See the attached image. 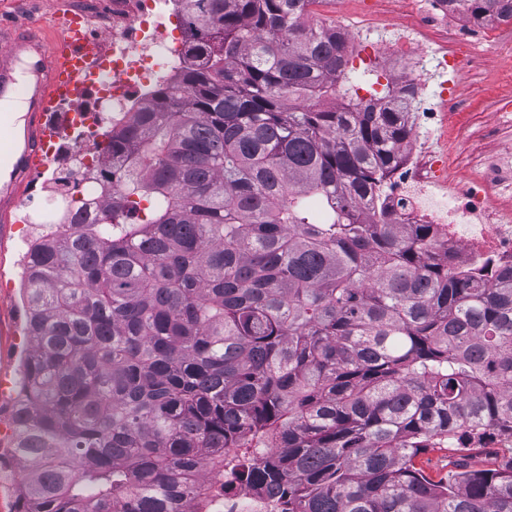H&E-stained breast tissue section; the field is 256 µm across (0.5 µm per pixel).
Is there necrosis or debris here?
<instances>
[{"mask_svg":"<svg viewBox=\"0 0 512 512\" xmlns=\"http://www.w3.org/2000/svg\"><path fill=\"white\" fill-rule=\"evenodd\" d=\"M411 10L397 20L391 38L377 39L380 56L399 86L414 93L412 136L404 158L385 180L381 199L399 224L432 225L437 243L465 260L491 257L512 265V149L488 153L466 180L449 185L448 153L430 140L444 132L446 113L456 102L454 77L460 63L447 45L428 51V33L448 32L469 49V62L488 46L512 69V43L496 37L492 24L475 26L465 0H409ZM175 0H112L108 12L72 9L82 32L101 44L92 61L83 109L61 105L51 154L56 166L42 186L39 223L58 224L95 214L103 204L99 188L104 167L96 148L106 125L121 126L140 111L153 89L173 80L181 63L179 44L166 22L177 15ZM437 72L435 94L424 76Z\"/></svg>","mask_w":512,"mask_h":512,"instance_id":"necrosis-or-debris-1","label":"necrosis or debris"}]
</instances>
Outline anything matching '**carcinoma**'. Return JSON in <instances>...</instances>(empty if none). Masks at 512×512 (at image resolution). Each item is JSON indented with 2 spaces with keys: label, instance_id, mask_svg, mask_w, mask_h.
<instances>
[{
  "label": "carcinoma",
  "instance_id": "carcinoma-1",
  "mask_svg": "<svg viewBox=\"0 0 512 512\" xmlns=\"http://www.w3.org/2000/svg\"><path fill=\"white\" fill-rule=\"evenodd\" d=\"M185 2L174 80L104 132L120 189L23 257L17 512H210L226 474L282 512H512V447L454 457L512 440V267L376 201L413 93L354 98L316 0ZM494 443H488L484 446L470 445L469 448L464 450V454L470 455L469 462L475 468H491L495 462V452L497 448H510V447H496Z\"/></svg>",
  "mask_w": 512,
  "mask_h": 512
}]
</instances>
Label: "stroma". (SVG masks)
Wrapping results in <instances>:
<instances>
[{
  "label": "stroma",
  "mask_w": 512,
  "mask_h": 512,
  "mask_svg": "<svg viewBox=\"0 0 512 512\" xmlns=\"http://www.w3.org/2000/svg\"><path fill=\"white\" fill-rule=\"evenodd\" d=\"M74 0H0V27L22 32L55 44L65 36L57 22L61 13L73 8ZM314 15L321 21L344 28L372 17V0H317ZM456 91L461 115H449L448 135L439 138L455 161L451 181L469 176L480 156L490 150L512 147V73H503L496 57L485 54L480 64L463 68ZM34 173L0 175V187L11 186L13 207L0 210V278L9 281L0 293V426L10 424L17 399L16 381L24 332L25 312L20 300V260L34 225L25 217L32 197Z\"/></svg>",
  "instance_id": "stroma-1"
}]
</instances>
